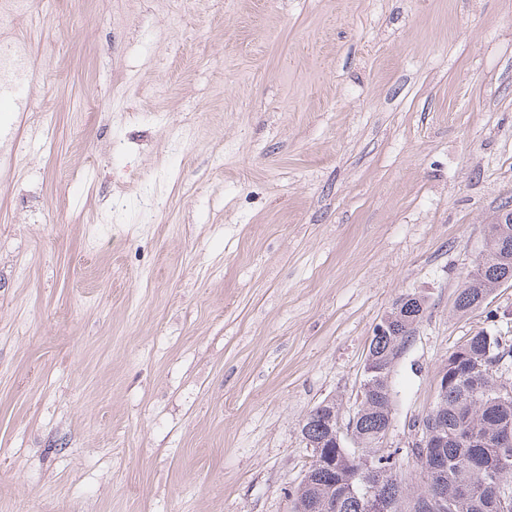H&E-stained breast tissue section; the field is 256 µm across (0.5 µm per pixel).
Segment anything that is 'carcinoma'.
<instances>
[{"label":"carcinoma","instance_id":"carcinoma-1","mask_svg":"<svg viewBox=\"0 0 512 512\" xmlns=\"http://www.w3.org/2000/svg\"><path fill=\"white\" fill-rule=\"evenodd\" d=\"M488 246L462 282L455 300L456 311L465 314L481 306L498 280L512 276V209L503 220L488 228ZM501 337L481 330L448 355V395L434 409L442 417L438 426L445 447L425 458L409 449L419 466L422 485L414 488L394 469L391 455L378 453V433L390 417V383L386 377L367 375L364 400L354 414L353 433L365 456L373 460L381 477L380 495L393 504V512H421L416 500L423 496L448 501L446 512H502L495 481L497 467H511L512 444L500 442L501 429L512 425V397L500 398L495 389L503 382L495 365L512 358V345H500ZM397 353L393 337L376 334L368 357L382 366H392ZM301 435L312 448V460L300 483L289 491L291 512H367L364 491L367 475L362 458L348 448L336 446V428L326 418L307 415Z\"/></svg>","mask_w":512,"mask_h":512}]
</instances>
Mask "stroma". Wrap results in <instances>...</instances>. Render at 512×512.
<instances>
[{"label": "stroma", "mask_w": 512, "mask_h": 512, "mask_svg": "<svg viewBox=\"0 0 512 512\" xmlns=\"http://www.w3.org/2000/svg\"><path fill=\"white\" fill-rule=\"evenodd\" d=\"M17 36L0 512H290L407 295L382 451L418 480L449 353L512 341V284L455 310L512 199V0H31Z\"/></svg>", "instance_id": "stroma-1"}]
</instances>
